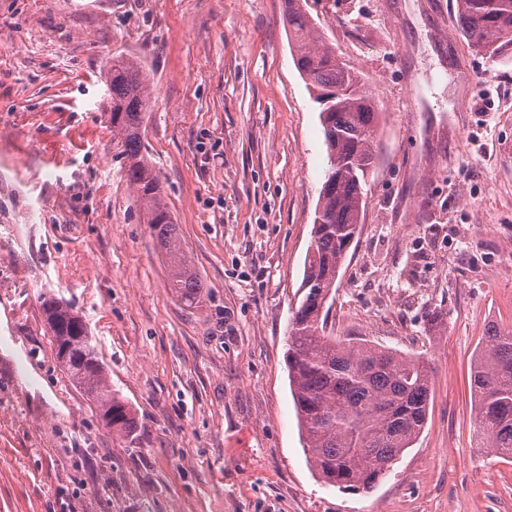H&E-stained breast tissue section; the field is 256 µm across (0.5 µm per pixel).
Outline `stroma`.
<instances>
[{
  "mask_svg": "<svg viewBox=\"0 0 512 512\" xmlns=\"http://www.w3.org/2000/svg\"><path fill=\"white\" fill-rule=\"evenodd\" d=\"M454 7L306 4L382 111L328 327L434 369L424 429L362 492L310 467L288 381L327 153L284 0H0V512H512L470 391L487 327L512 323V64L470 52ZM116 55L150 79L143 149L194 302L112 141ZM46 291L86 322L130 436L59 366Z\"/></svg>",
  "mask_w": 512,
  "mask_h": 512,
  "instance_id": "obj_1",
  "label": "stroma"
}]
</instances>
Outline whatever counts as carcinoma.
Segmentation results:
<instances>
[{
  "label": "carcinoma",
  "mask_w": 512,
  "mask_h": 512,
  "mask_svg": "<svg viewBox=\"0 0 512 512\" xmlns=\"http://www.w3.org/2000/svg\"><path fill=\"white\" fill-rule=\"evenodd\" d=\"M455 11L459 32L471 49L502 64L512 62V0H456ZM284 20L296 68L316 92L327 151L301 284L306 293L289 324L288 379L308 464L329 486L368 491L424 428L433 371L428 362L397 350L354 345L326 334L339 271L364 219L381 116L362 75L332 45L313 36L306 0H286ZM106 82L112 135L150 234L168 259L171 286L197 299L204 284L177 250V225L141 150L143 114L151 102L147 76L139 63L114 58ZM39 307L69 380L92 398L106 426L131 435L135 418L112 394L82 317L49 293L39 296ZM470 388L477 398L476 447L512 461V327L487 328L471 368Z\"/></svg>",
  "instance_id": "cac0c4a2"
}]
</instances>
